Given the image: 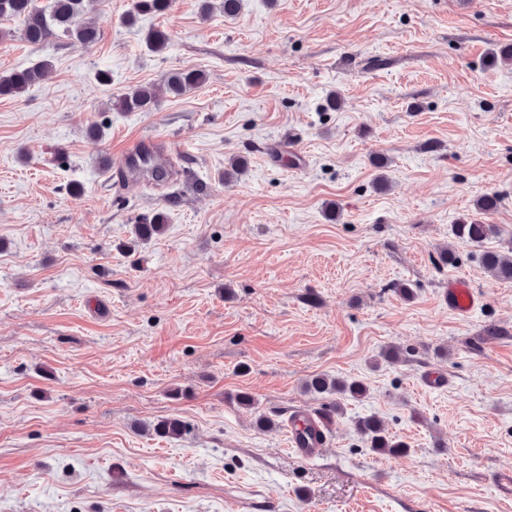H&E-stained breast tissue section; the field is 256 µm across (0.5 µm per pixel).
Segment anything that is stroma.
<instances>
[{
    "mask_svg": "<svg viewBox=\"0 0 512 512\" xmlns=\"http://www.w3.org/2000/svg\"><path fill=\"white\" fill-rule=\"evenodd\" d=\"M132 2L95 0L88 48L0 24V75L52 63L0 97V512H512V280L480 262L512 244V63H486L512 46V0H241L205 20L170 0L130 26ZM178 68L207 79L150 112L110 106ZM140 136L176 148L169 185L104 176ZM233 156L248 168L227 183ZM486 193L501 237L454 239ZM157 212L164 233L126 254ZM452 277L479 293L471 316L448 309ZM316 374L368 393L304 459L288 424L254 420L319 407ZM371 414L405 454L366 447L352 420ZM171 417L182 437L149 432ZM51 62L40 59L32 65L0 76V96L16 97L39 83L51 67Z\"/></svg>",
    "mask_w": 512,
    "mask_h": 512,
    "instance_id": "35a3bbf8",
    "label": "stroma"
}]
</instances>
